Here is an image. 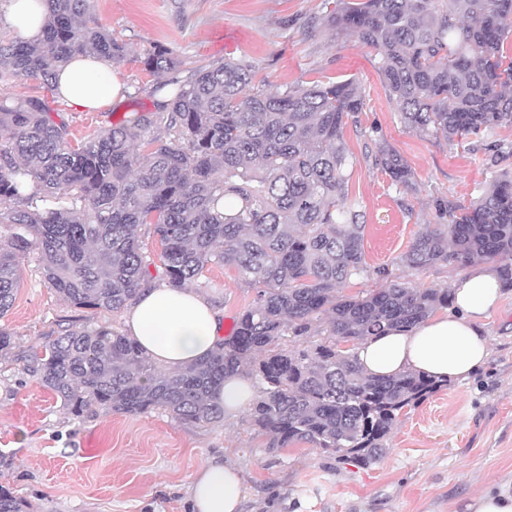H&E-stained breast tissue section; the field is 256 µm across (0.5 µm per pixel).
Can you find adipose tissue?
Wrapping results in <instances>:
<instances>
[{
	"label": "adipose tissue",
	"instance_id": "1",
	"mask_svg": "<svg viewBox=\"0 0 512 512\" xmlns=\"http://www.w3.org/2000/svg\"><path fill=\"white\" fill-rule=\"evenodd\" d=\"M45 12L42 0H8L0 11V26L35 42L42 35ZM56 73L58 93L78 111L108 105L124 90L111 62L91 55L75 54ZM501 290L490 266L472 268L454 283L448 313L369 338L355 350L359 365L369 375L413 369L439 380L466 378L489 356L480 323L499 304ZM126 328L147 355L171 370L209 355L222 339L218 312L189 288L144 291L128 314ZM244 497L240 473L219 459L206 462L189 487L191 512H241Z\"/></svg>",
	"mask_w": 512,
	"mask_h": 512
}]
</instances>
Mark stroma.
Returning a JSON list of instances; mask_svg holds the SVG:
<instances>
[{
	"mask_svg": "<svg viewBox=\"0 0 512 512\" xmlns=\"http://www.w3.org/2000/svg\"><path fill=\"white\" fill-rule=\"evenodd\" d=\"M335 8L336 0H92L91 19L127 48L115 66L129 90L124 101L71 111L34 78L0 83V95L40 98L67 110L72 133L83 142L131 113L152 110L156 79L140 59L154 46L173 48L187 68L250 60L258 84L355 80L366 106L344 133L353 156L347 204L365 224L371 273L351 279L341 293L361 296L381 287L376 271L382 267L420 288L452 287L465 268L442 263L405 272L397 261L426 225L441 223L436 198L467 205L484 191L492 178L485 144L405 127L375 50L322 25ZM383 143L412 168L413 190L395 186L375 166ZM19 274L15 302L0 319L12 333V349L0 357V455L11 461L0 470V485L25 502L26 512H190L191 478L214 457L239 469L243 512H465L471 495L512 481V288L482 323L486 364L404 409L386 454L362 466L305 443L269 452L244 411L215 425L157 409L73 418L29 374V354L68 325L124 330L125 315L72 307L45 282L36 255L21 261ZM192 288L219 310L228 332L256 294L222 265L207 267Z\"/></svg>",
	"mask_w": 512,
	"mask_h": 512,
	"instance_id": "1",
	"label": "stroma"
}]
</instances>
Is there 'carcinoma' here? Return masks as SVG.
Wrapping results in <instances>:
<instances>
[{
	"mask_svg": "<svg viewBox=\"0 0 512 512\" xmlns=\"http://www.w3.org/2000/svg\"><path fill=\"white\" fill-rule=\"evenodd\" d=\"M37 44L0 37V82L39 78L77 52L125 58V44L89 24L91 0H44ZM324 24L354 35L380 57L379 71L403 122L448 140L512 126V0H340ZM161 76L181 70L169 48L141 58ZM246 60L201 63L156 83L153 110L72 142L71 125L38 98L0 97V318L12 307L19 263L37 250L43 275L76 308L117 313L151 287L155 264L143 237L161 245L162 281L194 282L213 264L257 288L231 335L209 356L170 371L136 341L107 327L49 339L28 371L79 418L163 409L216 424L214 393L232 374L259 387L249 424L271 452L306 443L361 465L379 460L399 413L448 385L414 371L367 375L344 343L417 325L448 306L447 288L389 278L361 297L336 291L370 273L358 211L347 206L348 120L364 110L353 80L252 89ZM490 163L512 142L487 144ZM374 165L414 186L390 146ZM447 223L418 234L400 262L512 260V172L462 206L436 201ZM321 336L318 343L313 335ZM0 512H24L0 486Z\"/></svg>",
	"mask_w": 512,
	"mask_h": 512,
	"instance_id": "carcinoma-1",
	"label": "carcinoma"
}]
</instances>
